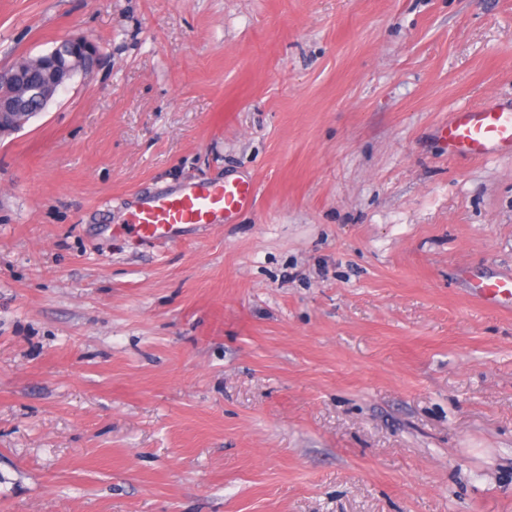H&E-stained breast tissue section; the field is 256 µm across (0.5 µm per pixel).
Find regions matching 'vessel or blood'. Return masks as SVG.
I'll use <instances>...</instances> for the list:
<instances>
[{"instance_id":"obj_1","label":"vessel or blood","mask_w":512,"mask_h":512,"mask_svg":"<svg viewBox=\"0 0 512 512\" xmlns=\"http://www.w3.org/2000/svg\"><path fill=\"white\" fill-rule=\"evenodd\" d=\"M452 158L512 155V105L475 107L453 112L440 129ZM256 188L248 181L197 184L176 194L148 197L131 212L136 236L147 242L178 243L184 229L206 226L221 215L232 216L252 206ZM479 302L512 308V275L481 281L471 288Z\"/></svg>"}]
</instances>
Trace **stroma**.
I'll use <instances>...</instances> for the list:
<instances>
[{"label":"stroma","mask_w":512,"mask_h":512,"mask_svg":"<svg viewBox=\"0 0 512 512\" xmlns=\"http://www.w3.org/2000/svg\"><path fill=\"white\" fill-rule=\"evenodd\" d=\"M65 36L0 137V512H512V156L437 137L512 101V0H0V68ZM65 45L71 48H74L76 50H80L82 52H85L91 57V61L83 62L82 59L79 58L80 62L82 63V72L81 77H85L89 75L96 63V61L100 60V51L97 47V45L91 41L90 39L83 37V36H73V37H66L63 40H61L60 46ZM256 187L250 181L196 184L176 194L148 197L131 212L129 222L142 241L172 245L189 226H207L220 215H235L252 206ZM474 299L487 305L512 308V275L505 274L494 280L480 281L471 288Z\"/></svg>","instance_id":"stroma-1"}]
</instances>
